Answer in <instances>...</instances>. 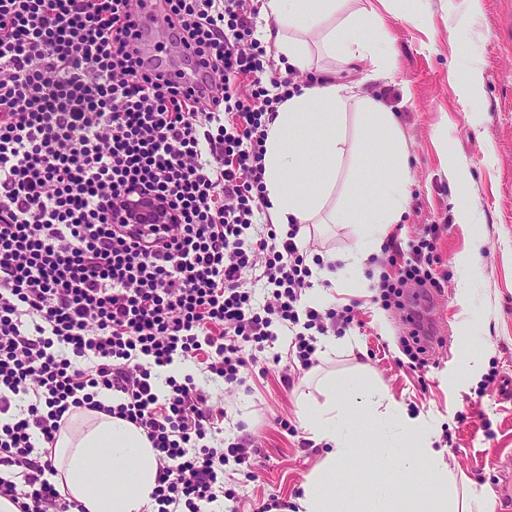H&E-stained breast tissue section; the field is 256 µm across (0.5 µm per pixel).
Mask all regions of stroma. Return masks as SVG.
<instances>
[{
	"label": "stroma",
	"mask_w": 512,
	"mask_h": 512,
	"mask_svg": "<svg viewBox=\"0 0 512 512\" xmlns=\"http://www.w3.org/2000/svg\"><path fill=\"white\" fill-rule=\"evenodd\" d=\"M380 14L391 49L377 64L317 49L308 71L271 61L265 79L305 85L332 70L395 112L414 185L403 221L388 233L404 245L434 236L440 285L407 288L398 306L378 302L377 282L390 268L383 249L367 262L371 288H357L347 274L319 278L318 269L351 248L357 227L311 229L301 245L310 287L352 321L343 328L327 319L309 330L334 344L311 368L290 357L291 339L282 336L264 351L281 355L277 369L249 371L242 387L204 383L227 436L250 456L246 466L225 462L224 486L234 496L214 503L215 512H260L273 499L276 512H296L301 485L325 452L304 429L301 410L320 400L317 380L325 375L380 385L409 412L429 415L465 512H489L500 464L512 457V397L501 392L512 380V0H389ZM472 68L482 83L464 108L459 84ZM463 210L472 223H459ZM410 311L445 334L414 369L400 344L411 334ZM250 470L255 478H247Z\"/></svg>",
	"instance_id": "35a3bbf8"
}]
</instances>
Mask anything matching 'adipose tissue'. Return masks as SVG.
<instances>
[{"label":"adipose tissue","instance_id":"obj_1","mask_svg":"<svg viewBox=\"0 0 512 512\" xmlns=\"http://www.w3.org/2000/svg\"><path fill=\"white\" fill-rule=\"evenodd\" d=\"M345 0H263L268 25L265 42L281 67L310 66L309 42L317 40L331 56L378 60L390 47L376 10L342 13ZM357 109L358 135H345L346 108ZM320 156L308 166L307 146ZM373 158L367 177L336 186L349 158ZM408 152L396 115L376 99L361 96L349 83L302 87L281 102L267 126L263 157L264 191L275 224H354L358 236L345 255V269L358 273L390 225L401 223L411 194ZM385 407L395 446L385 451L380 430H354L351 412L367 416ZM303 425L327 448L297 497V512H453L448 468L436 448L432 422L423 413L387 398L380 388L357 382L329 383L324 401L307 410ZM372 469L408 475L428 467L427 491L407 494L388 482L373 484L364 496L335 489L338 469L355 460ZM50 481L80 503L85 512H153L159 461L143 429L98 412L73 414L52 452Z\"/></svg>","mask_w":512,"mask_h":512}]
</instances>
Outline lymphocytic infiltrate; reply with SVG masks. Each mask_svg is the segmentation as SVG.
Returning <instances> with one entry per match:
<instances>
[{
	"instance_id": "1",
	"label": "lymphocytic infiltrate",
	"mask_w": 512,
	"mask_h": 512,
	"mask_svg": "<svg viewBox=\"0 0 512 512\" xmlns=\"http://www.w3.org/2000/svg\"><path fill=\"white\" fill-rule=\"evenodd\" d=\"M162 2L184 64L206 71L196 89L156 74L134 0H0V414L29 399L0 425V466L18 475L0 478V496L19 512H84L45 477L66 412L81 409L147 433L157 512H205L224 495L217 418L192 377H167L158 396L152 367L190 358L241 386L244 350L264 351L274 326L322 322L297 310L299 225L282 238L262 219L266 127L292 87L263 84L259 6ZM137 189L174 223H115V202ZM435 249L412 244L380 300L438 287ZM103 390L120 403L99 402Z\"/></svg>"
}]
</instances>
